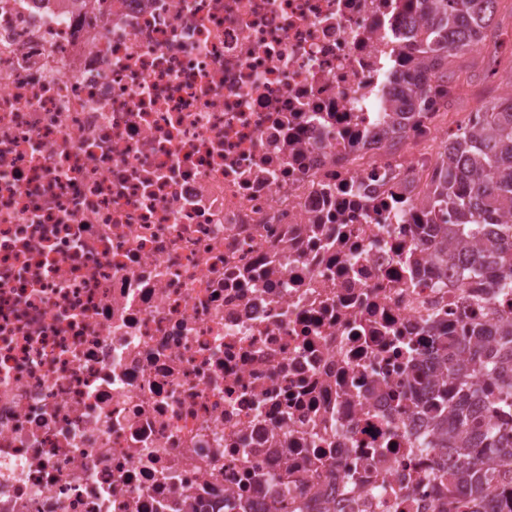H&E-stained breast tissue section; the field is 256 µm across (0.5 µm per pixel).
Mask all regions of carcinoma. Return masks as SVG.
Wrapping results in <instances>:
<instances>
[{
	"label": "carcinoma",
	"instance_id": "obj_1",
	"mask_svg": "<svg viewBox=\"0 0 512 512\" xmlns=\"http://www.w3.org/2000/svg\"><path fill=\"white\" fill-rule=\"evenodd\" d=\"M404 10L419 14L421 25L400 39L399 88L389 111L403 129L424 124L435 108L448 109L455 90L448 58L477 47L490 26L497 0H402ZM409 223L436 227L439 241L432 256L439 266L460 263L484 277L487 287L512 292V96L469 113L448 132L434 163L431 187L423 207L409 212ZM499 348L492 352L468 341L469 359L455 357L457 340L448 341V377L467 385L478 370L499 381L494 408L512 416V320L498 329ZM455 425L437 427L440 439H451L458 451L452 481L472 486L475 496L464 512H482L492 496L512 512V478L502 476L493 461L474 452L475 438L466 411L451 407Z\"/></svg>",
	"mask_w": 512,
	"mask_h": 512
}]
</instances>
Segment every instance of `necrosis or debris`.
<instances>
[{"label": "necrosis or debris", "mask_w": 512, "mask_h": 512, "mask_svg": "<svg viewBox=\"0 0 512 512\" xmlns=\"http://www.w3.org/2000/svg\"><path fill=\"white\" fill-rule=\"evenodd\" d=\"M398 0H0V512H446ZM427 385L415 384L416 376Z\"/></svg>", "instance_id": "necrosis-or-debris-1"}]
</instances>
